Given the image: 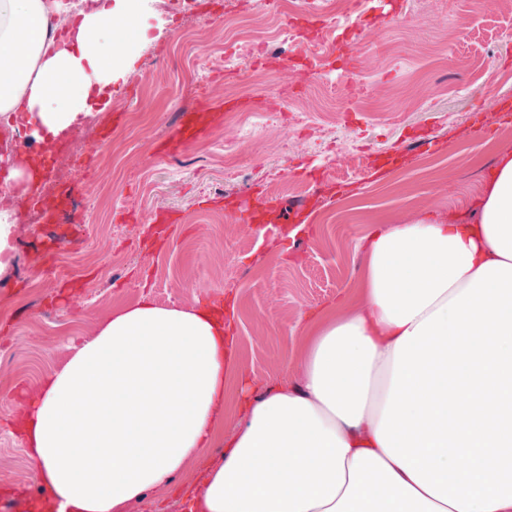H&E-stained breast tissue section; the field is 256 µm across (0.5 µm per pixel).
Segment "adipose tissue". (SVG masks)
Listing matches in <instances>:
<instances>
[{
  "label": "adipose tissue",
  "instance_id": "obj_1",
  "mask_svg": "<svg viewBox=\"0 0 512 512\" xmlns=\"http://www.w3.org/2000/svg\"><path fill=\"white\" fill-rule=\"evenodd\" d=\"M160 19L156 0H0V118L31 143L77 128ZM362 250L356 300L261 392L232 374L223 305L112 312L21 400L35 512H130L191 471L183 512H512V147L472 211Z\"/></svg>",
  "mask_w": 512,
  "mask_h": 512
}]
</instances>
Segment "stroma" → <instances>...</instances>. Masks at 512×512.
<instances>
[{
	"label": "stroma",
	"instance_id": "stroma-1",
	"mask_svg": "<svg viewBox=\"0 0 512 512\" xmlns=\"http://www.w3.org/2000/svg\"><path fill=\"white\" fill-rule=\"evenodd\" d=\"M168 12L162 32L112 93L110 110L50 150L39 196L77 188L74 212L34 224L18 204L11 263L0 274V488L21 502L38 481L12 430L16 395L36 388L98 322L150 294L162 306L223 303L234 364L265 389L286 372L308 313L354 296L361 246L378 226L425 213L463 214L477 201L494 159L512 136L501 108L512 105V10L474 0L432 8L430 0H317L322 27L303 37L310 66L233 56L227 0H190ZM213 102L280 100L275 130L255 113L221 122L174 157L156 143L194 109L198 89ZM372 160L352 164L354 149ZM319 167L320 194L302 187L306 221L286 224L278 196L262 223L241 224L223 197L266 192L294 178L298 160ZM92 161L85 171L84 161ZM166 209L173 224H156Z\"/></svg>",
	"mask_w": 512,
	"mask_h": 512
}]
</instances>
